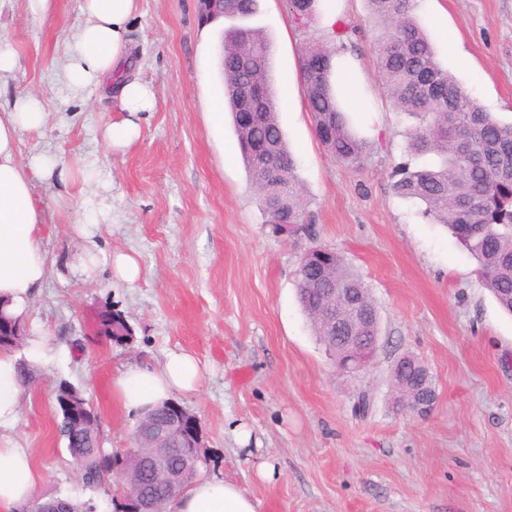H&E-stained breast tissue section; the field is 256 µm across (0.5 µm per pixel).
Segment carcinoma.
<instances>
[{"mask_svg":"<svg viewBox=\"0 0 512 512\" xmlns=\"http://www.w3.org/2000/svg\"><path fill=\"white\" fill-rule=\"evenodd\" d=\"M256 0H200L199 6L226 17L246 18ZM317 0H290L289 16L295 27L307 32L314 23ZM371 14L385 24L375 44L382 88L393 105L420 119L408 143L412 154L435 153L437 167L396 165L391 186L398 196L424 205L423 218L445 224L477 262L479 273L499 306L512 314V122L505 123L486 111L435 60L424 31L411 17L412 0H367ZM348 28H332L320 37L309 36L301 49L300 72L315 135L335 161L358 165L369 144L350 128L336 89L335 60L346 50ZM272 43L250 28L224 31L220 70L224 95L232 115L250 186L254 189L264 223L277 231L282 224L305 223L304 189L297 176V158L280 126L279 103L271 83ZM258 112L251 123L248 110ZM297 294L314 335L332 359L347 357L337 337L321 318L335 306L333 288H352L371 299L362 277L341 253L315 243L299 259L295 270ZM105 338L129 342L132 329L124 315L106 305L100 310ZM19 336H0V351L13 352L27 339L26 326ZM392 385L421 383L419 370L394 364ZM164 419L163 406L140 411L137 425L154 426ZM69 453L79 461L84 485L98 490L116 475L108 464L112 452L83 435L72 438ZM132 462L142 493L160 489L153 479V449L133 446L123 450ZM87 501L36 496L22 512H93Z\"/></svg>","mask_w":512,"mask_h":512,"instance_id":"cac0c4a2","label":"carcinoma"}]
</instances>
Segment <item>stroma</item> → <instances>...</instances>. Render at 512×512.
I'll return each instance as SVG.
<instances>
[{
    "mask_svg": "<svg viewBox=\"0 0 512 512\" xmlns=\"http://www.w3.org/2000/svg\"><path fill=\"white\" fill-rule=\"evenodd\" d=\"M414 15L441 65L484 109L512 121V0H416ZM340 19L351 28L345 56L357 67L351 119L371 146L357 167L335 162L315 135L299 70L303 36L283 0H258L243 21L273 43L279 119L305 188L306 229L279 238L249 187L230 114L211 113L224 98L219 46L232 19L202 25L196 0H139L132 74L153 88L156 106L132 116L137 136L111 149L106 128L129 117L116 93L72 96L55 78L81 0H56L46 17L31 14L27 0H0V38L19 58L0 78V113L17 96H38L48 121L21 133L22 153L97 157L111 207L107 223L80 235L81 196L35 184L49 273L30 319L62 355L29 367L0 445L29 450L42 475L37 495L119 512V490L85 489L57 428L55 389L64 380L84 393L106 450L129 448L137 413L114 396V380L186 351L203 380L176 399L203 426L207 474L240 486L261 512H512V315L447 227L392 191L393 166L440 159L407 151L419 120L382 89L373 49L380 26L366 0H320L314 35ZM314 241L353 264L380 314L379 348L357 376L336 369L298 302L294 271ZM90 249L98 267L88 279L79 264ZM118 252L138 261L136 281L114 278ZM107 304L131 326L129 343L97 333ZM403 355L430 371L437 399L428 415L397 405L390 371ZM265 461L276 467L273 480L259 473Z\"/></svg>",
    "mask_w": 512,
    "mask_h": 512,
    "instance_id": "stroma-1",
    "label": "stroma"
}]
</instances>
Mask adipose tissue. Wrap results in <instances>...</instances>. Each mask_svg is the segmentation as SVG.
Masks as SVG:
<instances>
[{"label": "adipose tissue", "mask_w": 512, "mask_h": 512, "mask_svg": "<svg viewBox=\"0 0 512 512\" xmlns=\"http://www.w3.org/2000/svg\"><path fill=\"white\" fill-rule=\"evenodd\" d=\"M138 0H82L85 21L73 36L58 79L73 93L114 86L129 120L107 128V145H120L137 135L132 116L152 111L153 90L125 75L132 40L130 21ZM47 112L35 96L15 100L0 113V303L19 321H27L29 307L48 275L43 247L45 213L34 197L35 181L66 185L97 182L95 161L67 164L50 154L22 157L20 135L44 128ZM202 370L194 355L174 353L157 367H132L113 383L124 407L141 410L169 399L176 392L195 391ZM21 389L16 357L0 353V426L11 425ZM40 475L24 448L0 447V507L11 508L31 497ZM259 501L237 484L220 477L202 479L177 501L174 512H258Z\"/></svg>", "instance_id": "obj_1"}]
</instances>
